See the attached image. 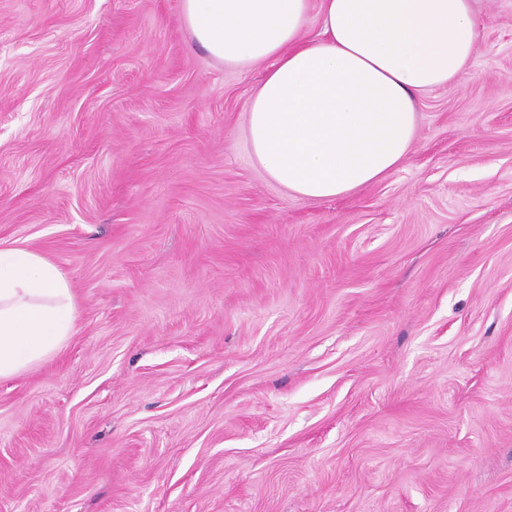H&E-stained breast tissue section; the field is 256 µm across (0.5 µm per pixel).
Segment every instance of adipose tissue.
<instances>
[{
  "instance_id": "1",
  "label": "adipose tissue",
  "mask_w": 512,
  "mask_h": 512,
  "mask_svg": "<svg viewBox=\"0 0 512 512\" xmlns=\"http://www.w3.org/2000/svg\"><path fill=\"white\" fill-rule=\"evenodd\" d=\"M181 0L191 39L225 65L270 69L248 105V140L266 175L304 200L345 196L395 169L417 132V96L464 80L480 36L471 0ZM61 271L0 247V377L71 335Z\"/></svg>"
}]
</instances>
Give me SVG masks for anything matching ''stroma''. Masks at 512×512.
Returning a JSON list of instances; mask_svg holds the SVG:
<instances>
[{"mask_svg":"<svg viewBox=\"0 0 512 512\" xmlns=\"http://www.w3.org/2000/svg\"><path fill=\"white\" fill-rule=\"evenodd\" d=\"M399 166L331 200L247 141L269 68L179 0H0V246L74 331L0 378V512H512V0Z\"/></svg>","mask_w":512,"mask_h":512,"instance_id":"obj_1","label":"stroma"}]
</instances>
